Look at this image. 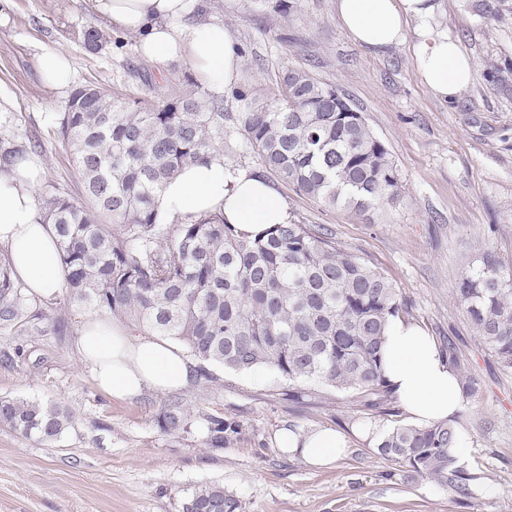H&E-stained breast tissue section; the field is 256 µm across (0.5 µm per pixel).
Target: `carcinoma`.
<instances>
[{
    "label": "carcinoma",
    "instance_id": "obj_1",
    "mask_svg": "<svg viewBox=\"0 0 512 512\" xmlns=\"http://www.w3.org/2000/svg\"><path fill=\"white\" fill-rule=\"evenodd\" d=\"M486 22L512 12V0H478ZM264 172L299 196L358 214L403 197L399 169L362 113L306 70L283 74L279 96L231 118ZM53 134L73 150L81 191L53 188L38 197L53 225L64 273L63 300L140 332L169 336L196 358L250 373L264 367L293 383L352 392L361 410L388 404L382 348L391 318L405 310L392 282L336 243L325 224H273L249 237L224 212L190 224L157 222V197L182 168L224 160V103L197 84L157 98L122 97L89 84L76 88ZM30 148L0 137V162ZM28 288L0 253V329L29 336L42 317ZM455 296L478 344L512 370V265L481 245L463 266ZM163 432L188 431L181 402L157 419ZM458 417L419 428L397 425L376 443L380 456L466 501L480 476L452 453ZM0 425L43 442L59 440L68 413L37 400L0 397ZM210 444L222 448L237 424L209 420ZM181 512H246L219 483L186 490Z\"/></svg>",
    "mask_w": 512,
    "mask_h": 512
}]
</instances>
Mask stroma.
Masks as SVG:
<instances>
[{
  "mask_svg": "<svg viewBox=\"0 0 512 512\" xmlns=\"http://www.w3.org/2000/svg\"><path fill=\"white\" fill-rule=\"evenodd\" d=\"M290 2L287 13L280 0H196V20L224 22L242 49L224 110L263 103L278 94L285 72L307 69L352 99L389 149L405 195L385 214L328 209L285 187L280 193L297 223L328 225L339 244L389 278L407 303L406 320L438 345L454 341L462 372L481 386L477 399L464 401L459 423L471 442L470 467L484 476L479 497L462 505L428 479L406 480L402 466L356 438L360 418L348 394L295 400L294 385L266 369L254 382L220 367L213 387L193 382L175 391L189 430L165 434L157 417L168 396L103 393L75 348L86 308L69 307L58 334L47 306L37 335L0 332V355L14 358L0 365V397L48 402L73 421L54 442L0 425V512H179L184 491L206 483L223 484L246 512H512V371L478 346L454 295L478 240L512 261V18L489 24L476 0H440L433 26L459 42L473 69L468 88L448 102L419 80L413 40L376 55L350 40L336 0ZM91 25L111 37L96 53L83 43ZM47 49L72 59L69 88L42 81L37 60ZM194 76L188 64L144 58L137 35L112 23L96 0H0V113L10 114L16 144L43 140L41 189L79 191L71 150L48 137L73 88L95 83L150 97L154 85ZM212 417L238 426L224 447L208 441ZM325 424L351 439L333 466L310 467L276 445L281 428Z\"/></svg>",
  "mask_w": 512,
  "mask_h": 512,
  "instance_id": "35a3bbf8",
  "label": "stroma"
}]
</instances>
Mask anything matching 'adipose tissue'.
I'll return each instance as SVG.
<instances>
[{
  "mask_svg": "<svg viewBox=\"0 0 512 512\" xmlns=\"http://www.w3.org/2000/svg\"><path fill=\"white\" fill-rule=\"evenodd\" d=\"M99 10L139 37L138 49L150 61H187L213 92H223L243 59L231 31L220 21L191 20V0H96ZM435 0H336V13L349 37L373 53L415 35L414 63L419 79L440 99L460 96L472 79V64L460 44L436 32L431 22ZM43 175L38 158L15 160L0 168V245L9 250L12 270L32 296L49 298L63 283L57 237L38 217L36 189ZM223 211L227 223L252 235L271 224L287 223L288 206L272 183L256 172L227 171L222 162L184 167L158 197V221L189 222ZM82 364L98 388L115 399L153 390L186 387L196 363L176 342L135 334L111 320L90 314L76 338ZM385 377L418 426L452 418L463 397L455 371L432 338L418 325L391 319L383 347ZM278 447L315 466H328L346 452L347 437L318 426L279 430Z\"/></svg>",
  "mask_w": 512,
  "mask_h": 512,
  "instance_id": "1",
  "label": "adipose tissue"
}]
</instances>
